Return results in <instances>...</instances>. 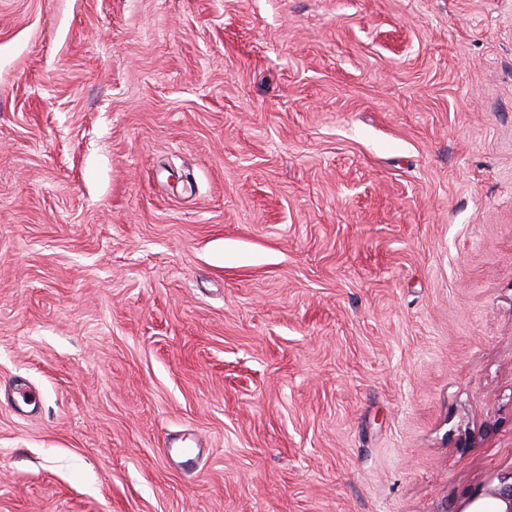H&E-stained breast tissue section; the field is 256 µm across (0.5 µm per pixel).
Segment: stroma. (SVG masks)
Here are the masks:
<instances>
[{
    "label": "stroma",
    "mask_w": 512,
    "mask_h": 512,
    "mask_svg": "<svg viewBox=\"0 0 512 512\" xmlns=\"http://www.w3.org/2000/svg\"><path fill=\"white\" fill-rule=\"evenodd\" d=\"M509 471L512 0H0V512Z\"/></svg>",
    "instance_id": "obj_1"
}]
</instances>
